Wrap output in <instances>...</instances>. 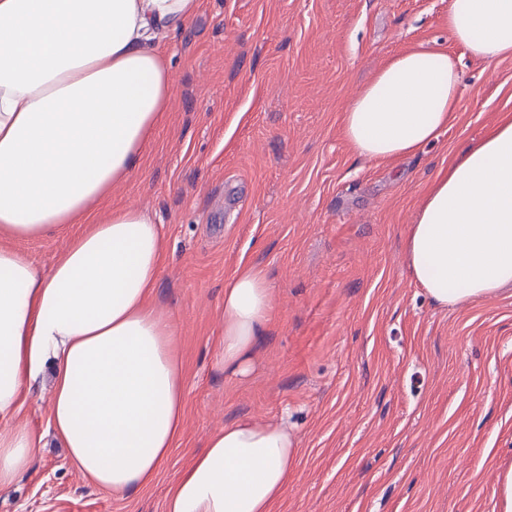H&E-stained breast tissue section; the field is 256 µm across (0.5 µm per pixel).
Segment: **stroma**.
<instances>
[{"instance_id":"35a3bbf8","label":"stroma","mask_w":512,"mask_h":512,"mask_svg":"<svg viewBox=\"0 0 512 512\" xmlns=\"http://www.w3.org/2000/svg\"><path fill=\"white\" fill-rule=\"evenodd\" d=\"M449 0H200L163 41L174 94L112 205L151 212L169 262L154 304L187 368L183 437L150 489L91 485L47 448L0 512H164L210 434L284 423L299 459L278 512H495L512 466V290L459 307L413 281L404 234L448 157L512 112V57L448 33ZM447 47L457 124L418 155L354 157L338 128L358 87L412 45ZM242 263L274 294L244 377L218 367L224 281Z\"/></svg>"}]
</instances>
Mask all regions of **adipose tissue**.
I'll return each mask as SVG.
<instances>
[{
	"mask_svg": "<svg viewBox=\"0 0 512 512\" xmlns=\"http://www.w3.org/2000/svg\"><path fill=\"white\" fill-rule=\"evenodd\" d=\"M199 0H0V489L46 445L116 493L153 486L186 424L187 371L172 319L152 303L167 250L148 212L107 204L140 169L169 109L160 50ZM448 32L475 60L512 57V0H450ZM447 49L411 46L341 111L368 162L403 159L458 120ZM80 225L50 270L10 240ZM414 282L440 306L512 285V113L453 153L405 232ZM274 309L257 267L224 283L217 364L247 373ZM50 389L47 428L14 418ZM286 426L211 434L169 487L165 512H275L295 469Z\"/></svg>",
	"mask_w": 512,
	"mask_h": 512,
	"instance_id": "adipose-tissue-1",
	"label": "adipose tissue"
}]
</instances>
